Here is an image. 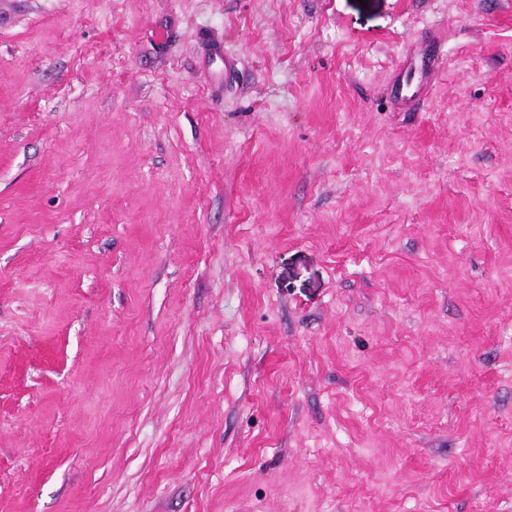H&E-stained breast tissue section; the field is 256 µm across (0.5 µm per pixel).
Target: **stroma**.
<instances>
[{"label": "stroma", "instance_id": "1", "mask_svg": "<svg viewBox=\"0 0 512 512\" xmlns=\"http://www.w3.org/2000/svg\"><path fill=\"white\" fill-rule=\"evenodd\" d=\"M0 512H512V0H0Z\"/></svg>", "mask_w": 512, "mask_h": 512}]
</instances>
